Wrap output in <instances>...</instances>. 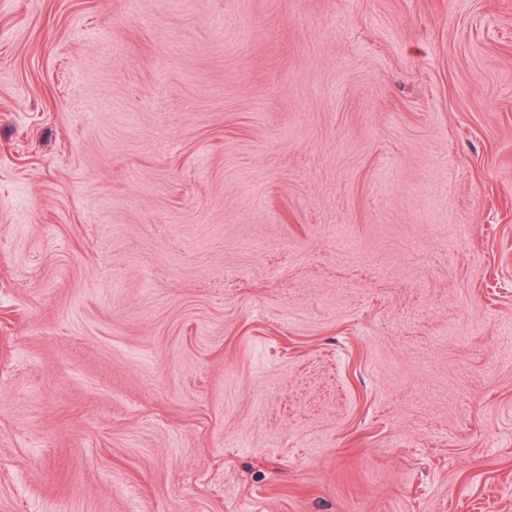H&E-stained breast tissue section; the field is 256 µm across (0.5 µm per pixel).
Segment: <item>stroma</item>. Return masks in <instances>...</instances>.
Returning <instances> with one entry per match:
<instances>
[{
	"label": "stroma",
	"mask_w": 512,
	"mask_h": 512,
	"mask_svg": "<svg viewBox=\"0 0 512 512\" xmlns=\"http://www.w3.org/2000/svg\"><path fill=\"white\" fill-rule=\"evenodd\" d=\"M0 512H512V0H0Z\"/></svg>",
	"instance_id": "stroma-1"
}]
</instances>
